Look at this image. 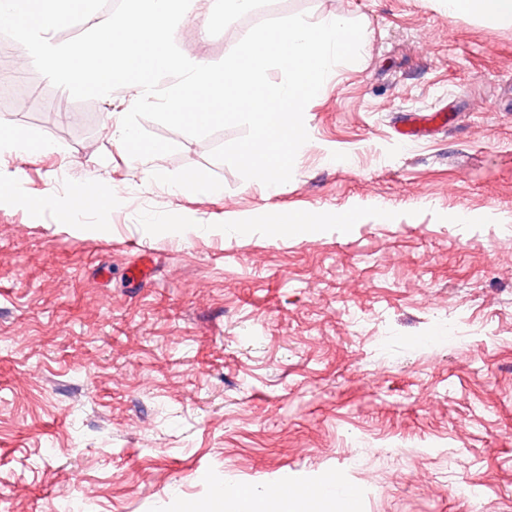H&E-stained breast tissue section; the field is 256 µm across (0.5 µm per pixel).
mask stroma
<instances>
[{
  "label": "stroma",
  "instance_id": "obj_1",
  "mask_svg": "<svg viewBox=\"0 0 512 512\" xmlns=\"http://www.w3.org/2000/svg\"><path fill=\"white\" fill-rule=\"evenodd\" d=\"M301 13L361 22V61L307 104L273 190L211 159L240 129L150 120L177 150L143 183L103 125L131 88L75 100L0 35L30 96L0 123L48 145L0 152L21 174L0 188V512H216L225 487L333 478L357 512H512V25L445 0H259L180 48L216 63ZM190 170L220 194L179 186ZM277 207L314 228L272 236Z\"/></svg>",
  "mask_w": 512,
  "mask_h": 512
}]
</instances>
